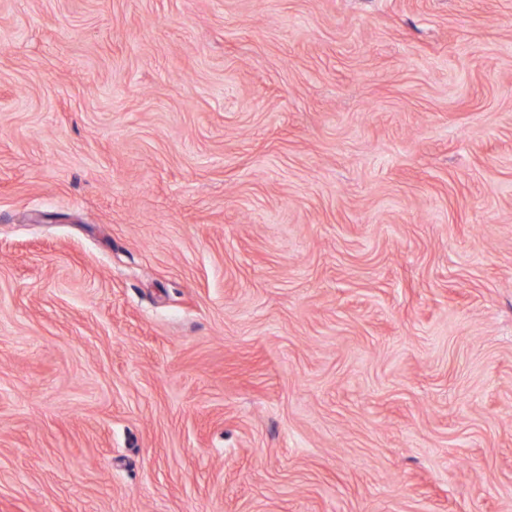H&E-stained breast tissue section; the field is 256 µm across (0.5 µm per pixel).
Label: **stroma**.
I'll return each mask as SVG.
<instances>
[{"mask_svg":"<svg viewBox=\"0 0 512 512\" xmlns=\"http://www.w3.org/2000/svg\"><path fill=\"white\" fill-rule=\"evenodd\" d=\"M0 512H512V0H0Z\"/></svg>","mask_w":512,"mask_h":512,"instance_id":"obj_1","label":"stroma"}]
</instances>
